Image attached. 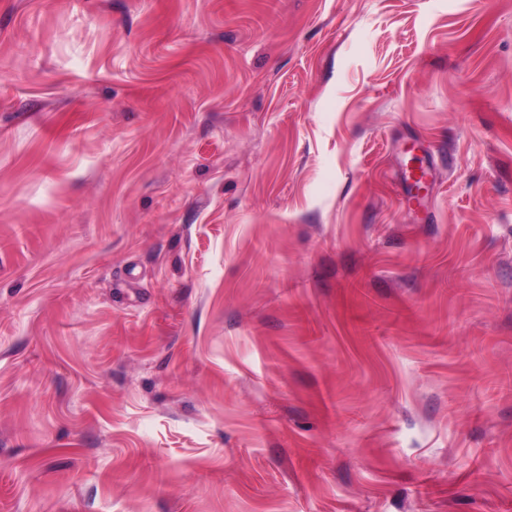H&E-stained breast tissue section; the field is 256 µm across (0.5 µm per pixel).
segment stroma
<instances>
[{"label": "stroma", "instance_id": "1", "mask_svg": "<svg viewBox=\"0 0 512 512\" xmlns=\"http://www.w3.org/2000/svg\"><path fill=\"white\" fill-rule=\"evenodd\" d=\"M0 512H512V0H0Z\"/></svg>", "mask_w": 512, "mask_h": 512}]
</instances>
